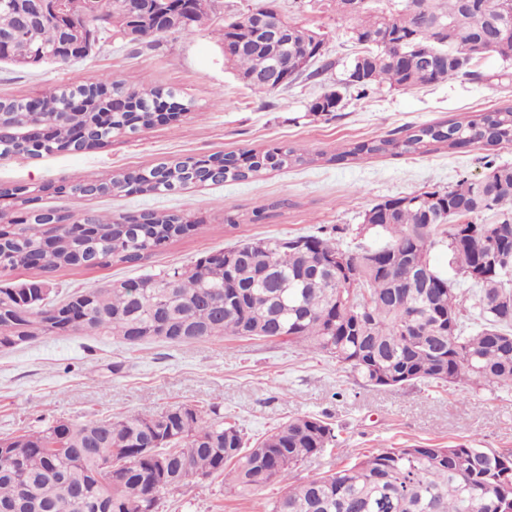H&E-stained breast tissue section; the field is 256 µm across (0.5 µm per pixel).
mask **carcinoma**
Instances as JSON below:
<instances>
[{
    "label": "carcinoma",
    "instance_id": "1",
    "mask_svg": "<svg viewBox=\"0 0 512 512\" xmlns=\"http://www.w3.org/2000/svg\"><path fill=\"white\" fill-rule=\"evenodd\" d=\"M349 0H336V13L354 18L350 38L363 51L349 68H364L352 83L360 94L388 85L409 89L450 78L481 80L484 74L466 62L479 46L512 61V0H428L433 19L448 23V59L433 65L439 33H418L419 20L407 0H367L351 14ZM150 28L143 17L114 31L131 42ZM309 28L290 22L288 51L253 35V17L224 22L222 41L236 36L242 47L231 59L237 77L258 93H272L298 80L315 79L332 67L325 52L282 86L261 78L274 55L287 63L312 47ZM61 38L58 25H39V44ZM126 83L111 78L76 88L56 87L37 95L45 115L59 118L54 139L28 145L27 99L0 101L13 135L0 140V158H29L56 152L101 148L112 137L148 129L154 103L176 93L143 82L133 91L135 123L129 113L114 115L112 126H99L107 106L102 92ZM85 99L75 107L76 97ZM340 100L329 91L309 111L328 115ZM482 141L512 144V106L423 125L402 137L364 141L336 153L344 163L359 156L427 153ZM224 171L210 182L244 181L268 170L313 161L305 148L250 149L226 157L186 156L162 162L139 174L140 192L168 193L197 184L212 162ZM487 177L495 193L486 198L476 180L456 188L427 191L381 202L372 234L377 243L348 251L330 235L288 239L257 238L193 264L98 288L74 291L59 301L49 298V279L62 268L93 269L111 263H137L166 242L200 228L176 214L145 212L143 223L126 216L88 214L82 222L94 236L67 243L58 223L60 211L35 206L37 196L4 187L28 207L25 224H0V274L35 270L41 279L0 286V349H12L38 336H110L130 346L153 341L192 344L212 337L283 340L308 354L336 361L354 379L373 387L407 384L477 387L512 386V243L499 260L472 279L490 246L483 225L461 228L456 216L477 219L492 213L512 229V166H495ZM127 176L82 180L69 186L81 197L124 190ZM448 253V270L431 262L430 253ZM346 254L357 264V284L348 288L340 274L327 269L329 256ZM469 281L478 287L477 313L463 298ZM503 302L491 306L487 298ZM0 454V510L6 512H162L167 497L183 487L224 478L239 492L277 480L283 494L265 512H512V451L496 452L469 444L448 447L384 448L321 477L290 480L295 469L336 442L335 428L316 416H299L249 444L245 434L215 413L205 416L190 406H174L145 416H116L48 423L39 430L9 436Z\"/></svg>",
    "mask_w": 512,
    "mask_h": 512
}]
</instances>
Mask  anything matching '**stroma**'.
Wrapping results in <instances>:
<instances>
[{"label":"stroma","instance_id":"35a3bbf8","mask_svg":"<svg viewBox=\"0 0 512 512\" xmlns=\"http://www.w3.org/2000/svg\"><path fill=\"white\" fill-rule=\"evenodd\" d=\"M274 2L283 16L323 34L331 68L291 87L256 93L224 62L226 20ZM360 48L328 0H213L193 32H169L152 42L115 34L86 59L29 68L0 66V98H31L55 86H78L109 75L176 91L190 112L173 123L114 137L94 150L58 152L39 159H0V187L42 188L41 206L74 216L88 212L187 215L200 229L171 241L148 260L91 270L61 269L50 280L62 297L117 280L192 264L208 253L254 238H293L335 232L343 249L374 243L361 233L366 212L392 197L450 190L477 179L489 165L512 164V145H472L424 154L378 155L341 164L344 147L441 121L474 116L512 104V62L495 54L477 68L483 81L453 79L407 90L358 94L345 73ZM335 90L338 112L311 113L313 100ZM305 146L324 161L269 171L243 182L190 188L166 195L114 192L74 198L47 184L106 180L180 156L224 155L273 145ZM265 219L250 223L251 211ZM219 412L247 438L263 437L289 418L311 415L333 424L336 444L306 461L298 479L325 475L337 465L384 448L410 444L445 447L472 443L512 450V386L495 389L415 384L363 386L328 357L307 354L283 341L217 337L190 345L162 341L129 347L107 336H43L27 346L0 350V437L55 420L106 415H148L171 405ZM283 490L280 482L251 492H230L206 480L171 495L163 512H257Z\"/></svg>","mask_w":512,"mask_h":512}]
</instances>
